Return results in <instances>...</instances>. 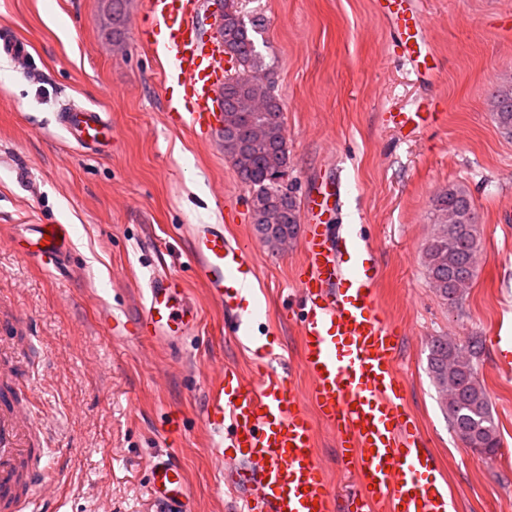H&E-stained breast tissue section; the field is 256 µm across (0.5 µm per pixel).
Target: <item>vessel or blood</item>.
I'll return each mask as SVG.
<instances>
[{
	"instance_id": "1",
	"label": "vessel or blood",
	"mask_w": 512,
	"mask_h": 512,
	"mask_svg": "<svg viewBox=\"0 0 512 512\" xmlns=\"http://www.w3.org/2000/svg\"><path fill=\"white\" fill-rule=\"evenodd\" d=\"M378 8L398 31L412 71L434 83L418 0H378ZM200 11L201 0H145L142 16L153 34L150 47L172 58L161 78L168 124L206 135L222 126L217 94L224 69L222 43L204 38ZM432 118L392 112L387 123L411 137ZM57 122L69 141L90 152L118 139L105 112L68 107ZM342 197V182L332 177L303 202L295 323L300 367L311 383L308 399L335 432L338 459L353 473V487L330 490L305 398L290 374L276 368L271 339L247 333L244 317L257 279L249 246L226 237L223 225L197 224L191 229L196 277L223 306L226 330L245 337L262 361L252 381L231 367L207 370L203 422L213 436L212 453L226 463V480L246 492L238 512H454L448 483L406 410V386L396 370L405 330L379 305L375 252L331 231ZM11 245L50 267L68 256L69 232L62 224H36ZM102 320L113 337L183 350L196 335L199 312L186 301L178 275L156 270L137 318L106 312ZM20 386L18 377L0 374V512H37L54 493L55 471L33 461V440L47 437V428ZM148 493L161 512H190L184 473L172 461H154Z\"/></svg>"
}]
</instances>
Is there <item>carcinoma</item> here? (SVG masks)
Here are the masks:
<instances>
[{
    "mask_svg": "<svg viewBox=\"0 0 512 512\" xmlns=\"http://www.w3.org/2000/svg\"><path fill=\"white\" fill-rule=\"evenodd\" d=\"M110 6L112 35L119 40L125 0H110ZM262 26L263 20H247L235 9L224 14V26L219 30L224 53L238 64L236 77H224L221 91L224 155L253 192L266 193V216H252L261 237L269 234L273 224L280 236L293 238L300 220L293 188L282 192L270 183L272 174L288 168L289 152L283 107L253 38ZM493 107L498 127L512 137V86L506 84L495 91ZM433 210L436 222L425 248L428 277L439 296L456 307L477 276L479 237L474 202L464 188L450 187L433 200ZM481 353L475 336L464 344L436 337L429 347V370L444 395L455 433L468 447L490 457L497 453L500 439L478 378Z\"/></svg>",
    "mask_w": 512,
    "mask_h": 512,
    "instance_id": "carcinoma-1",
    "label": "carcinoma"
}]
</instances>
